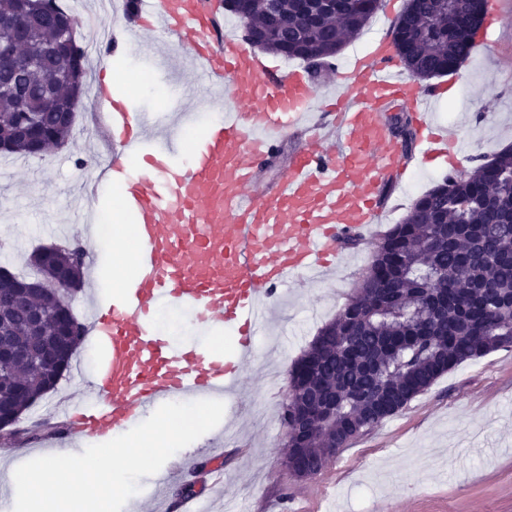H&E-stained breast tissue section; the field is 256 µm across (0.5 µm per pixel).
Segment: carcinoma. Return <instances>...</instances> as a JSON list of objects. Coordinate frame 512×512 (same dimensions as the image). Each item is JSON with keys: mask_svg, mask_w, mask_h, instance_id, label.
<instances>
[{"mask_svg": "<svg viewBox=\"0 0 512 512\" xmlns=\"http://www.w3.org/2000/svg\"><path fill=\"white\" fill-rule=\"evenodd\" d=\"M46 14L33 37H55L50 22L61 14L55 0H44ZM244 0L235 14L260 37L261 50L313 67L334 58L348 40L367 26L379 0H336V7L312 5L304 13L298 0ZM487 0H407L392 29L396 55L414 80L456 71L469 57ZM87 58L76 41L59 57L63 69ZM53 71L34 72L22 80L14 98L0 99V139L10 154L28 156L13 138L25 119L32 88L50 84ZM76 112L63 120L45 112L46 138H68ZM512 232V147L486 162L443 178L418 198L402 222L374 243L371 262L336 318L321 328L297 362V391L315 392L333 402L327 420L336 430V449L379 428L389 417L462 363L499 350H512V245L491 233ZM87 253L78 243L61 249L59 262L74 266L81 285ZM66 293L51 288L32 306L43 313L33 325L27 308L4 313L10 336L55 345L56 362L35 368L20 361L0 364V408L18 414L56 388L71 366L85 329L77 324L74 343L60 335L56 315Z\"/></svg>", "mask_w": 512, "mask_h": 512, "instance_id": "cac0c4a2", "label": "carcinoma"}]
</instances>
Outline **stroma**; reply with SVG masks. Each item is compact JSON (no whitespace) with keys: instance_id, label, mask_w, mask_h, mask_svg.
<instances>
[{"instance_id":"obj_1","label":"stroma","mask_w":512,"mask_h":512,"mask_svg":"<svg viewBox=\"0 0 512 512\" xmlns=\"http://www.w3.org/2000/svg\"><path fill=\"white\" fill-rule=\"evenodd\" d=\"M496 2V57L471 52L459 68L457 97L434 112L437 122L459 129L474 159L512 145V0ZM405 5L406 0H390L391 17L375 15L336 56L334 70L318 78V86L334 84L336 67L367 52ZM172 45L171 38L144 33L124 55L92 62L90 75L100 85L108 68L123 69L120 91L138 112H177L193 102L198 113H207L204 91L180 79L185 61L174 56ZM174 84L180 101L161 106ZM106 138L98 124L86 135L71 134L62 149L45 157L0 155V265L15 269L39 247L80 241L72 199L107 165ZM371 254V245H355L328 280L294 287L276 304L267 331L257 338L247 380L238 394L224 399L220 424L174 454L183 467L157 500V512H180L181 490L188 484L206 512H224L228 502L234 512H512V351L491 353L443 375L377 430L350 442L320 476L294 483L286 475L280 414L292 368L343 308ZM105 262L98 252L87 260L81 288L71 299L80 322H88L105 296L94 280ZM88 373V366L74 364L54 391L23 414L17 435L0 438V463L18 467L58 440L61 402L82 399ZM219 458L227 462L223 486L199 483L197 471L214 467ZM284 490L291 495L286 503L280 499Z\"/></svg>"}]
</instances>
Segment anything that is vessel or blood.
<instances>
[{
	"label": "vessel or blood",
	"instance_id": "1",
	"mask_svg": "<svg viewBox=\"0 0 512 512\" xmlns=\"http://www.w3.org/2000/svg\"><path fill=\"white\" fill-rule=\"evenodd\" d=\"M144 30L174 38L193 81L227 106L187 154L176 127L193 113L119 112L128 133L109 169L137 227L135 275L123 297L90 321L106 354L88 378L90 401L64 407L75 435L122 432L171 400L235 393L276 292L331 273L345 241L373 239L389 192L418 162L455 167L465 158L455 130L432 119L446 86L424 88L405 76L388 40L339 72L326 95L302 69L269 67L225 33L223 0H125L122 28L106 34V52ZM395 105L410 114L417 154L390 135ZM295 132L304 141L279 181L261 191L260 164ZM134 151L144 165L131 174ZM96 196L94 183L80 189L77 223H87ZM167 306L186 309L204 330H230L233 354L161 335L153 315Z\"/></svg>",
	"mask_w": 512,
	"mask_h": 512
}]
</instances>
